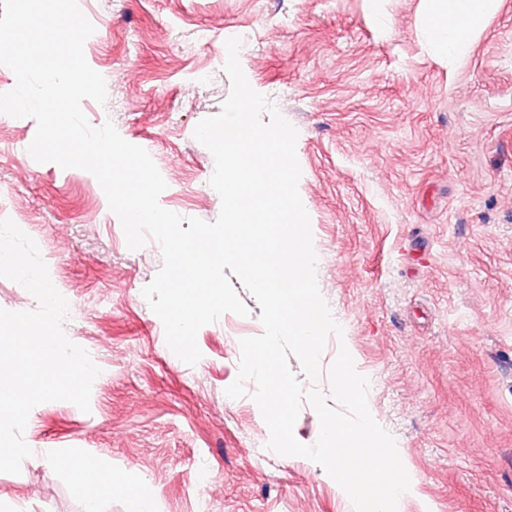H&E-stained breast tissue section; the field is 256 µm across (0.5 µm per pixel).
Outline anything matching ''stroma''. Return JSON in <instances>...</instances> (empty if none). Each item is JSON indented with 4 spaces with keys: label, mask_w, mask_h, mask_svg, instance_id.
<instances>
[{
    "label": "stroma",
    "mask_w": 512,
    "mask_h": 512,
    "mask_svg": "<svg viewBox=\"0 0 512 512\" xmlns=\"http://www.w3.org/2000/svg\"><path fill=\"white\" fill-rule=\"evenodd\" d=\"M94 33L85 58L112 121L166 182L160 205L212 222L211 152L193 132L231 92L225 42L257 92L297 129L298 189L310 216L319 290L371 384L368 408L415 480L400 512H512V0H499L465 61L421 46V0H78ZM209 40H199L200 31ZM207 81H199V72ZM34 119L0 114V215L38 245L67 299V337L100 369L91 410L30 413L32 454L0 473V512H85L46 454L77 448L124 483L101 512H354L317 463L267 447L247 394L228 398L261 308L202 327L196 365L167 346L142 290L157 242L130 250L89 172L40 163Z\"/></svg>",
    "instance_id": "1"
}]
</instances>
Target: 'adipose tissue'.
Wrapping results in <instances>:
<instances>
[{
  "mask_svg": "<svg viewBox=\"0 0 512 512\" xmlns=\"http://www.w3.org/2000/svg\"><path fill=\"white\" fill-rule=\"evenodd\" d=\"M491 0H425L424 34L435 52L451 61H461L469 55L475 35L485 23ZM53 464H64L73 475V488L81 489L86 512H99L98 504L104 493L89 479L85 457L69 448L60 449Z\"/></svg>",
  "mask_w": 512,
  "mask_h": 512,
  "instance_id": "ef3b65f1",
  "label": "adipose tissue"
}]
</instances>
